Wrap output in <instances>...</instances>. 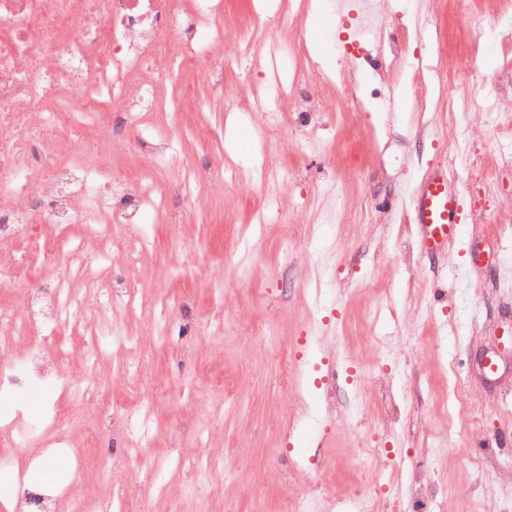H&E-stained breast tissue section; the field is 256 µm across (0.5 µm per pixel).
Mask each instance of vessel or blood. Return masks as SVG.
Returning a JSON list of instances; mask_svg holds the SVG:
<instances>
[{
    "label": "vessel or blood",
    "mask_w": 512,
    "mask_h": 512,
    "mask_svg": "<svg viewBox=\"0 0 512 512\" xmlns=\"http://www.w3.org/2000/svg\"><path fill=\"white\" fill-rule=\"evenodd\" d=\"M415 221L427 254H442L457 238L462 222L459 190L445 172L429 174L416 194Z\"/></svg>",
    "instance_id": "b4317fda"
}]
</instances>
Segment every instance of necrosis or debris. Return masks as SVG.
Listing matches in <instances>:
<instances>
[{"instance_id":"4bbe7bcc","label":"necrosis or debris","mask_w":512,"mask_h":512,"mask_svg":"<svg viewBox=\"0 0 512 512\" xmlns=\"http://www.w3.org/2000/svg\"><path fill=\"white\" fill-rule=\"evenodd\" d=\"M204 34L220 45L246 40L225 26L224 0H0V288L29 285L26 315L0 308L1 393L47 382L94 405L101 399L99 356L135 348L127 364L134 375L152 363V352L116 327L98 340L99 355L88 359L83 376L63 372V328L123 302L137 278L131 260L113 272L109 288L76 293L73 273H90L98 257L69 230L80 225L97 236L108 218L119 246L152 204L167 223H184V213L157 196L155 179L113 169L100 145L135 132L137 153L156 169L179 164L196 171L192 160H178L179 133L165 120L189 94L168 99L164 90L195 69L212 93L223 94L228 58L202 53ZM287 102L280 81L256 92L253 109L264 115L265 138L281 131ZM34 320L53 324V341L15 350L13 336ZM110 407L134 438L130 454L141 455L152 399L132 408L116 397ZM153 499L146 492L130 497L122 487L106 502L70 499L67 512H151Z\"/></svg>"}]
</instances>
